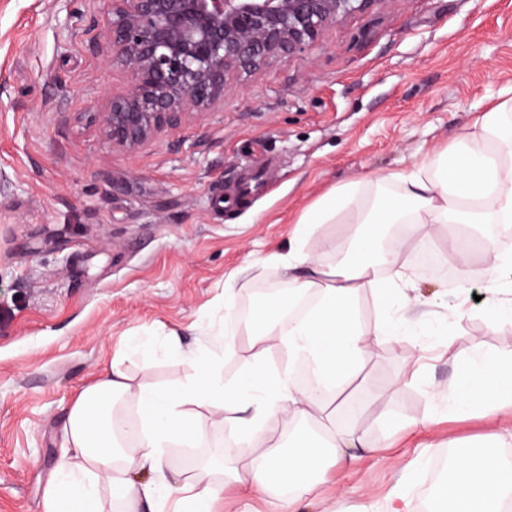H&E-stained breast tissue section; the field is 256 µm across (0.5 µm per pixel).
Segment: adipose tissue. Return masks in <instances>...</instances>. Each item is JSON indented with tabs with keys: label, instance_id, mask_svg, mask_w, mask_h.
<instances>
[{
	"label": "adipose tissue",
	"instance_id": "adipose-tissue-1",
	"mask_svg": "<svg viewBox=\"0 0 512 512\" xmlns=\"http://www.w3.org/2000/svg\"><path fill=\"white\" fill-rule=\"evenodd\" d=\"M344 215L355 225V253L336 266H325L305 252L304 244L319 226ZM511 223L512 96L496 100L476 118L456 153L440 154L419 170L384 177L371 202L361 203L360 185L353 182L336 188L301 217L287 250L271 252L267 260L286 270L307 268V276L289 288V304L310 294L317 301L299 317L275 314L270 303L242 321L240 328L252 336L259 356L234 382L225 383L213 364L197 361L191 353L185 360L194 366L193 377L174 380L163 389L134 393L118 367L104 372L71 408L67 448L43 490V512H103V487L111 500L125 505V512H166L164 501L153 499L150 486L130 478L133 467L175 491L173 512H217L227 486L244 503L260 498L281 503L285 512H306L315 499L307 461L319 460L320 473L345 475L360 459L361 438L328 422L316 433L297 437L285 453L254 449L253 441L265 435L277 417H311L322 395L333 393L355 373L373 341L400 336L398 321L382 318L366 329L356 312L357 296L364 290L385 305L403 297L408 276L395 268V247L383 244L388 229L406 225L419 247L441 226L473 229L482 249L489 311L512 320V256L498 250L491 232L492 225ZM274 346L287 352V368L278 370L263 362L262 353ZM130 393L138 420L132 427L135 448L129 453L107 407ZM448 399V413L454 417L479 406L512 407V350L474 359ZM202 404L212 408L216 422L232 425L239 443L249 450L244 465L225 466L220 486L205 467L190 478L168 471L159 454L164 443L204 439L203 429L187 412L188 406ZM93 407L104 410L97 427L86 421ZM285 469L298 474L286 487L278 480ZM444 486L445 512H505L512 502V465L490 451L467 452L452 464Z\"/></svg>",
	"mask_w": 512,
	"mask_h": 512
}]
</instances>
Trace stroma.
Wrapping results in <instances>:
<instances>
[{"mask_svg":"<svg viewBox=\"0 0 512 512\" xmlns=\"http://www.w3.org/2000/svg\"><path fill=\"white\" fill-rule=\"evenodd\" d=\"M99 17V0H0V512H42L69 411L112 363L133 388L158 387L191 374V351L235 380L256 348L230 336L232 304L287 283L265 257L302 214L350 182L371 199L378 178L453 150L512 86V0H381L127 153L96 119L130 80L87 32ZM409 255L405 305L358 301L364 325L390 316L402 337L373 344L323 401L377 447L342 484H318L336 512L397 485L434 512L431 460L512 419L449 417L438 391L460 382L474 343L512 348V321L492 320L479 275L461 290L455 269L422 272ZM191 411L206 437L161 448L169 470L244 458L231 426Z\"/></svg>","mask_w":512,"mask_h":512,"instance_id":"1","label":"stroma"}]
</instances>
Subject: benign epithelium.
I'll return each mask as SVG.
<instances>
[{"label":"benign epithelium","mask_w":512,"mask_h":512,"mask_svg":"<svg viewBox=\"0 0 512 512\" xmlns=\"http://www.w3.org/2000/svg\"><path fill=\"white\" fill-rule=\"evenodd\" d=\"M381 0H103L94 41L130 84L102 113L112 146L134 152L192 115L224 105L241 73L319 44L346 16Z\"/></svg>","instance_id":"7a95c632"}]
</instances>
